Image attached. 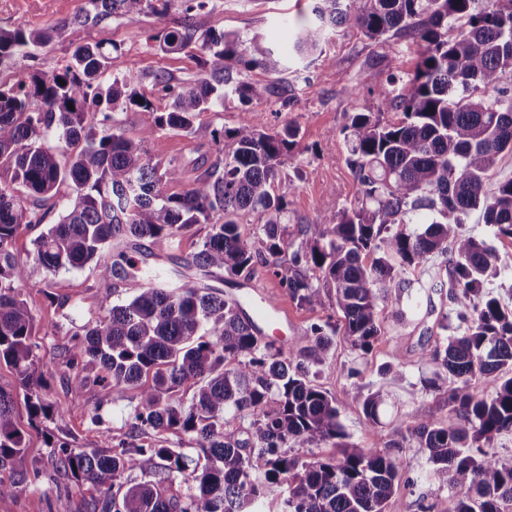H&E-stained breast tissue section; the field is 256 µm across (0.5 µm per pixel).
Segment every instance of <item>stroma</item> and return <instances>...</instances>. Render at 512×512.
Here are the masks:
<instances>
[{"label":"stroma","instance_id":"35a3bbf8","mask_svg":"<svg viewBox=\"0 0 512 512\" xmlns=\"http://www.w3.org/2000/svg\"><path fill=\"white\" fill-rule=\"evenodd\" d=\"M55 7L62 14V21L0 16L2 29L53 33L52 41L38 48L35 59L21 58L0 69L1 82L16 83L33 68L53 74L75 47L102 44L104 50L110 51L112 60L100 75V84L107 86L113 78L134 75L139 91L153 104L150 113L135 107L120 113L126 136L142 140V132L152 123L154 112L166 111L170 105L169 97L157 85L158 80L171 86H186L201 73V51L164 53L153 39L164 25L173 24L180 17V0H170L163 20L144 13L110 17L95 25L74 22L75 17L87 14L88 0H56ZM312 7L313 0H207L206 7L195 13L193 23L202 31L224 32L243 39L258 34L287 54L298 25L310 17ZM417 61L418 46L412 38L398 35L377 44L361 29L345 28L331 35L324 59L302 73L275 74L260 68L244 72L247 82L274 87V97L244 104L236 95H228L223 104L199 114L195 134L187 136L167 130L143 140L144 148L155 162L190 160L202 156L204 148L211 146L213 131L237 127L241 116H248L254 127L266 132L294 125L299 147L285 158L281 167L283 180L275 187L276 193L285 194L288 201L282 223L287 227L285 253L290 256L301 248L300 225L324 223L336 211L353 204L358 196L359 186L341 135L349 117L356 112L375 110L374 91L387 87L390 77L412 72ZM463 230L484 240L493 250L495 261L486 289L503 306L512 308V239L497 236L493 226L484 224L476 213L471 214ZM41 231L38 225L22 231L14 241L13 252L27 269L21 297L38 330L35 341L48 370L45 394L52 410L49 417L29 422L25 391L13 369L0 364V386L13 392L15 416L25 430L26 462L39 472L38 479L22 491L0 497V512H88L98 493L91 485L58 471L57 444H69L75 451L109 452L133 442L188 453L195 443L186 435L134 431L130 414L137 388H129L124 398L103 405L93 400L75 401L63 356L88 320L102 312L96 288L100 268L90 264L79 270L47 275L33 260L32 241ZM207 231V225H195L162 252L153 250L148 242H141L144 266L166 272L178 269L184 280H192L194 272L185 268L184 263ZM451 270L444 256L434 255L419 266L401 271V278L411 281V288L400 293L392 287L388 293L402 295L404 302L416 303V310L407 311L405 319L400 320L391 308H384L386 336L373 355L367 357L354 350L342 334L332 335L322 361L310 367L314 383L340 402L348 400L358 389L382 392L379 419L386 431L398 422L429 413L437 419H447V407L427 387L434 368L424 360L423 352L430 349L437 337L456 333L452 327L439 328V319L452 313L453 305L447 290L432 287L436 281L449 282ZM209 284L223 290L225 297L238 300L247 312L261 298L272 299L286 318L266 325L263 333L284 350L311 324L336 320V307L331 299H324L322 306L313 310L299 307L283 285L281 275L263 264L256 265L251 274L238 277L216 271ZM57 295L68 298L66 310H58L53 301ZM399 455L407 480L396 487L394 498L401 502L402 512H422L426 507L431 512H446L453 490L433 478L427 452L410 445L400 449Z\"/></svg>","mask_w":512,"mask_h":512}]
</instances>
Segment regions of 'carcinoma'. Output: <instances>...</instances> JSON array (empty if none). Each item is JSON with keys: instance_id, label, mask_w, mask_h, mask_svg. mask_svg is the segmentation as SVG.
Listing matches in <instances>:
<instances>
[{"instance_id": "cac0c4a2", "label": "carcinoma", "mask_w": 512, "mask_h": 512, "mask_svg": "<svg viewBox=\"0 0 512 512\" xmlns=\"http://www.w3.org/2000/svg\"><path fill=\"white\" fill-rule=\"evenodd\" d=\"M170 0H91L94 21L152 13L166 17ZM177 26L155 37L163 52L200 46L201 76L177 89L166 112L154 113L140 140L125 136L116 109L152 111L145 94L126 78L107 88L97 83L110 58L97 44L76 47L59 72H32L18 83H0V363L11 366L26 390L30 422L48 417L50 405L42 358L32 341L34 319L20 299L27 272L12 251L23 230L45 221L37 200L66 184L68 203L55 224L34 240V260L49 275L102 265L97 288L105 315L88 321L83 337L68 350L66 364L79 356L98 368L91 379L78 372L69 389L77 400H116L130 386L141 388L131 412L136 431H172L196 440V456L165 446H121L109 454L72 452L58 445L59 467L94 486L91 512H259L268 499L276 512H398L392 500L404 477L395 449L413 442L428 452L433 472L457 492L448 512H506L512 504V464L492 444L512 431V309L485 291L492 251L460 231L478 211L497 235L512 239V178L488 191L498 157L512 152V0H315L314 19L299 30L293 49L300 59L323 54L336 29L353 25L382 43L408 34L421 48L414 71L375 92L377 111L355 112L343 127L360 197L329 224H305V250L292 262L305 263L283 277L297 305L315 309L322 295L334 299L343 336L363 355L384 336L379 300L397 269L436 254L453 261L451 299L461 336L438 338L425 353L436 367L429 388L448 406V422L417 416L380 434L382 445L357 448L346 442L339 421L359 407L378 428L381 392L355 390L340 403L314 384L303 362H318L327 351L323 326L313 324L283 354L234 299L208 284L152 279L130 301L109 305L113 279L136 277L124 250L112 263L104 258L120 237L147 240L162 251L196 224L209 230L187 264L203 276L222 270L251 273L258 264L280 265L287 245L281 215L285 195L272 193L283 158L297 147V129L255 128L244 117L225 133L231 151L193 161L195 177L180 194L165 186L183 178L177 161L154 163L143 143L168 129L195 133V119L228 93L242 101L261 99L270 87L241 79L242 72L288 70L264 39L242 40L213 31L198 32L194 12L206 0H181ZM45 31L0 29V66L32 57L47 45ZM111 106L102 127L86 126L92 107ZM401 111L397 123L381 114ZM20 184L28 197L15 194ZM432 214L427 228L414 231L416 211ZM266 216L264 250L256 251L242 232V217ZM499 374L487 397L478 381ZM193 382L190 400L182 387ZM250 420L249 437L226 432L236 420ZM336 449L331 457L290 455L292 444ZM22 427L13 415V394L0 387V468L16 471L0 482V497L23 490ZM138 472L141 481L127 475Z\"/></svg>"}]
</instances>
